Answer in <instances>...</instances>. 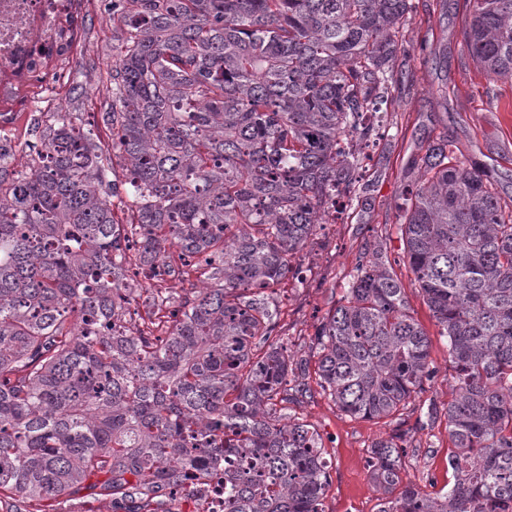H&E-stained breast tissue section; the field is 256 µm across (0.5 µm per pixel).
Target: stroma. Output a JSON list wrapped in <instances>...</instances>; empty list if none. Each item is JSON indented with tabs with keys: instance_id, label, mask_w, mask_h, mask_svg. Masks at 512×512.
I'll list each match as a JSON object with an SVG mask.
<instances>
[{
	"instance_id": "1",
	"label": "stroma",
	"mask_w": 512,
	"mask_h": 512,
	"mask_svg": "<svg viewBox=\"0 0 512 512\" xmlns=\"http://www.w3.org/2000/svg\"><path fill=\"white\" fill-rule=\"evenodd\" d=\"M412 10L400 34L408 47L396 68L401 75L385 119L388 136L380 139L364 163L369 191L362 206L323 225L295 257L306 272L305 284L285 281L278 290L281 324L291 350L316 363L314 334L320 320L344 294L345 274L370 236H386L390 258H401L403 243L394 226L403 187L417 177L415 159L429 141L447 137L455 161L479 167L503 206H512V81L490 77L469 56L464 33L473 0H411ZM76 43L71 63L50 57L40 75L20 84L18 99L1 102L12 113L6 125L13 169L27 170L40 147L39 125L52 113L70 110L96 141L111 145L102 122L112 96L107 70L112 62V25L106 0H78ZM415 317L429 334L431 358L438 373L426 390L412 398L394 417L369 420L341 414L318 386L310 396L290 405V415L302 418L320 434L328 462L329 487L324 512H377L378 495L369 478L367 461L373 441L404 434L408 454L404 481L429 493L447 491L452 473L445 415L452 389L448 383V343L413 284L405 267H397ZM13 512H112L108 497L79 493L30 502L9 500Z\"/></svg>"
}]
</instances>
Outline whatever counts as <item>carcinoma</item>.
Segmentation results:
<instances>
[{
	"label": "carcinoma",
	"mask_w": 512,
	"mask_h": 512,
	"mask_svg": "<svg viewBox=\"0 0 512 512\" xmlns=\"http://www.w3.org/2000/svg\"><path fill=\"white\" fill-rule=\"evenodd\" d=\"M411 8L118 0L112 150L69 111L41 130L30 171L0 149V496L85 488L161 512L222 457L224 512H324L321 436L288 415L306 362L274 294L304 284L292 259L329 206L367 189L362 149L382 125L364 116L389 101ZM465 46L511 79L512 0H474ZM416 166L396 229L448 340L453 484L403 483L404 435L380 438L377 512H512V212L444 137ZM343 288L316 328L318 385L347 416L390 418L437 374L429 337L381 238Z\"/></svg>",
	"instance_id": "1"
}]
</instances>
